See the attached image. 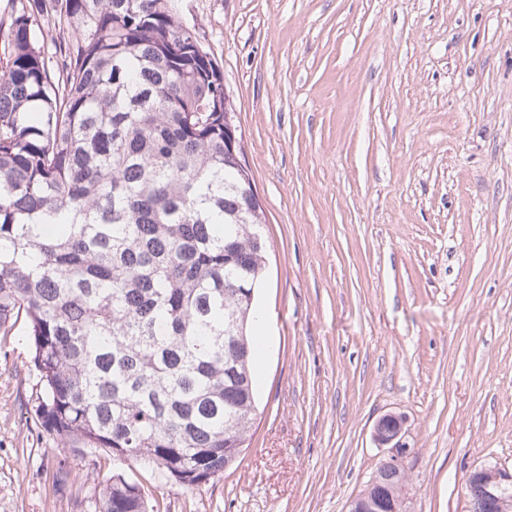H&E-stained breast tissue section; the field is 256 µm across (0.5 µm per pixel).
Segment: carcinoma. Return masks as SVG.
Listing matches in <instances>:
<instances>
[{"instance_id":"obj_1","label":"carcinoma","mask_w":512,"mask_h":512,"mask_svg":"<svg viewBox=\"0 0 512 512\" xmlns=\"http://www.w3.org/2000/svg\"><path fill=\"white\" fill-rule=\"evenodd\" d=\"M227 113L172 0H9L0 19V336L24 323L55 447L125 466L100 512H149L132 468L223 476L256 415L265 216ZM406 480L380 468L373 497Z\"/></svg>"}]
</instances>
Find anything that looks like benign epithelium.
<instances>
[{
    "label": "benign epithelium",
    "instance_id": "obj_1",
    "mask_svg": "<svg viewBox=\"0 0 512 512\" xmlns=\"http://www.w3.org/2000/svg\"><path fill=\"white\" fill-rule=\"evenodd\" d=\"M406 430L403 416L386 413L380 416L373 428V440L380 448L387 449L385 464L402 467L406 464L410 447L405 441ZM378 481L373 473L365 489L350 503L349 512H375L369 492ZM468 493L463 495V512H512V469L497 463L481 464L472 468L467 475Z\"/></svg>",
    "mask_w": 512,
    "mask_h": 512
}]
</instances>
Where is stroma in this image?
<instances>
[{
    "instance_id": "stroma-1",
    "label": "stroma",
    "mask_w": 512,
    "mask_h": 512,
    "mask_svg": "<svg viewBox=\"0 0 512 512\" xmlns=\"http://www.w3.org/2000/svg\"><path fill=\"white\" fill-rule=\"evenodd\" d=\"M224 70L266 216L257 415L153 512H348L406 419L409 512L512 466V0H174ZM29 341H0V512H99L114 472L54 448Z\"/></svg>"
}]
</instances>
